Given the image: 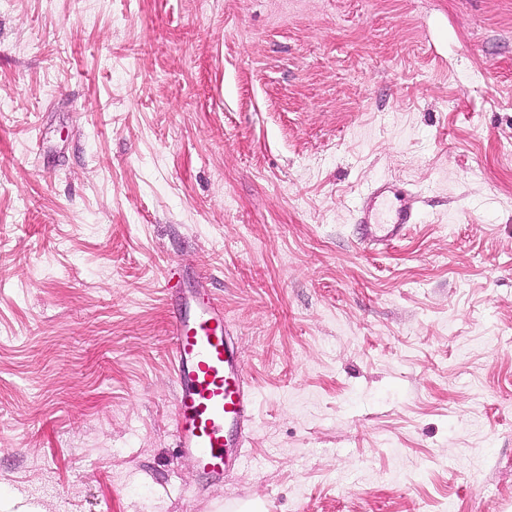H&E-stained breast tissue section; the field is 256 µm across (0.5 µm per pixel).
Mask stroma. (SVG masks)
<instances>
[{"label":"stroma","mask_w":512,"mask_h":512,"mask_svg":"<svg viewBox=\"0 0 512 512\" xmlns=\"http://www.w3.org/2000/svg\"><path fill=\"white\" fill-rule=\"evenodd\" d=\"M418 198L360 249L373 185ZM242 468L174 451L164 282ZM512 512V0H0V512ZM180 286L181 273L171 270L165 288L176 383V445L199 476L224 481L242 459L254 396L244 377V360L224 324V304L207 295L193 300L191 308Z\"/></svg>","instance_id":"obj_1"}]
</instances>
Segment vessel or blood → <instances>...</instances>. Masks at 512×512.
Returning a JSON list of instances; mask_svg holds the SVG:
<instances>
[{
	"label": "vessel or blood",
	"instance_id": "vessel-or-blood-1",
	"mask_svg": "<svg viewBox=\"0 0 512 512\" xmlns=\"http://www.w3.org/2000/svg\"><path fill=\"white\" fill-rule=\"evenodd\" d=\"M416 203L414 195L389 184L372 187L356 207L358 243L378 251L403 239L418 221ZM166 288L178 453L192 461L199 476L219 482L242 459L254 396L244 377V360L224 322L223 303L211 295L187 301L176 270Z\"/></svg>",
	"mask_w": 512,
	"mask_h": 512
}]
</instances>
